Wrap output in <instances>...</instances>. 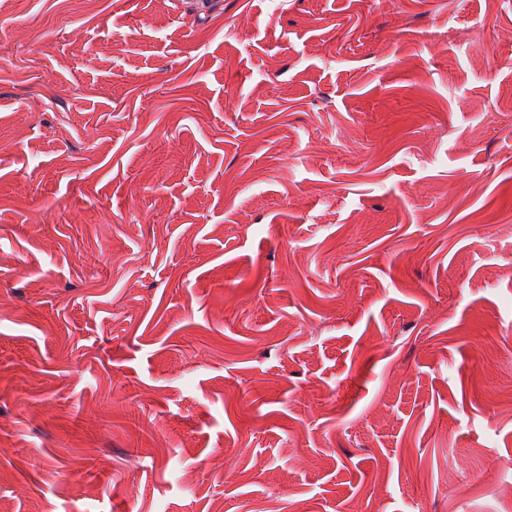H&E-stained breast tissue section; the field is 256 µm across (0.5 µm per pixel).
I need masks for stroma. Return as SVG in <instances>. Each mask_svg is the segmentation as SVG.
<instances>
[{
  "mask_svg": "<svg viewBox=\"0 0 512 512\" xmlns=\"http://www.w3.org/2000/svg\"><path fill=\"white\" fill-rule=\"evenodd\" d=\"M0 0V512H512V0Z\"/></svg>",
  "mask_w": 512,
  "mask_h": 512,
  "instance_id": "stroma-1",
  "label": "stroma"
}]
</instances>
